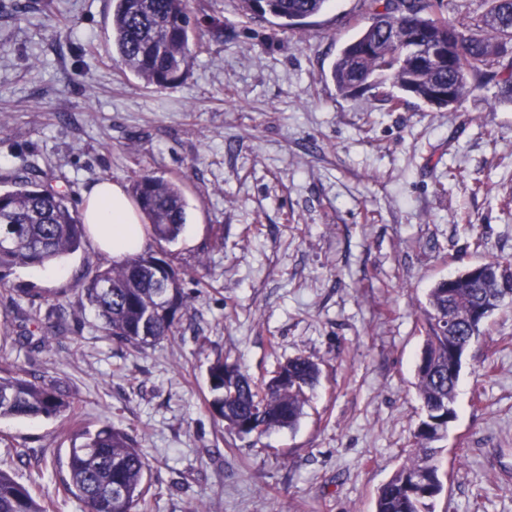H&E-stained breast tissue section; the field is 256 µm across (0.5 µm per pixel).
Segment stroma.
I'll use <instances>...</instances> for the list:
<instances>
[{
	"instance_id": "1",
	"label": "stroma",
	"mask_w": 512,
	"mask_h": 512,
	"mask_svg": "<svg viewBox=\"0 0 512 512\" xmlns=\"http://www.w3.org/2000/svg\"><path fill=\"white\" fill-rule=\"evenodd\" d=\"M193 7L207 49L156 89L113 60L110 0H0V191L30 177L79 208L100 179L127 191L148 172L188 201L162 246L187 304L155 345L102 331L79 288L104 257L93 241L61 278L0 276L41 310L65 304L67 331L31 371L69 388L77 426L133 432L152 512H373L422 414L428 289L512 261V101L491 84L449 109L339 93L330 71L368 23L361 0L293 31L239 0ZM298 355L322 374L294 427L241 438L209 412L216 357L259 381ZM455 409L434 512H512V304L469 350ZM69 446L61 420L0 419V466L21 479L44 464L55 484Z\"/></svg>"
}]
</instances>
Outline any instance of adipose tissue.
Returning a JSON list of instances; mask_svg holds the SVG:
<instances>
[{
	"label": "adipose tissue",
	"mask_w": 512,
	"mask_h": 512,
	"mask_svg": "<svg viewBox=\"0 0 512 512\" xmlns=\"http://www.w3.org/2000/svg\"><path fill=\"white\" fill-rule=\"evenodd\" d=\"M83 216L93 242L115 260L141 252L148 238L138 212L111 179L100 180L86 194Z\"/></svg>",
	"instance_id": "obj_1"
}]
</instances>
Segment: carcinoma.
Returning <instances> with one entry per match:
<instances>
[{
	"label": "carcinoma",
	"instance_id": "1",
	"mask_svg": "<svg viewBox=\"0 0 512 512\" xmlns=\"http://www.w3.org/2000/svg\"><path fill=\"white\" fill-rule=\"evenodd\" d=\"M329 0H240L246 15H269L283 30H300L322 12ZM372 21L339 51L332 66L336 89L351 92L358 81L376 100L397 110L408 95L425 101L429 91L453 83L460 97L472 89L470 79L495 82L512 99V0H489V8L461 24L449 18L452 0H362ZM453 29L461 36L448 67L421 68L407 53V43L430 41V34ZM112 47L124 69L147 87L168 88L180 82L205 47L195 32L191 0H112ZM366 44L375 45L367 53ZM131 194L157 240L175 241L187 218L188 201L179 183L150 174L137 176ZM87 230L81 213L59 193L33 180H19L0 192V270L44 266L77 252ZM82 295L114 340L140 349L173 335L186 304L182 274L167 257L144 252L124 261L106 260L80 283ZM512 302V262L491 259L479 271L467 265L451 280L439 279L427 294L425 336L416 365L415 387L423 416L413 432L414 452L376 495L374 512H432L441 491L438 449L456 418L454 402L460 372H448L451 347L468 336L475 343L488 319ZM0 302L35 321L38 310L23 308L0 275ZM483 311L481 319L473 317ZM224 358L207 368L213 416L237 432L265 433L291 428L306 402L305 388L320 373L303 357L286 361L287 377L257 383L238 366L224 371ZM75 399L61 386L33 376L25 367L0 356V419H56L74 412ZM67 476L55 491L39 492L45 474L22 482L0 468V512H54L59 496H72L82 512H143L150 507L145 484L149 464L134 434L105 424L69 434Z\"/></svg>",
	"mask_w": 512,
	"mask_h": 512
}]
</instances>
